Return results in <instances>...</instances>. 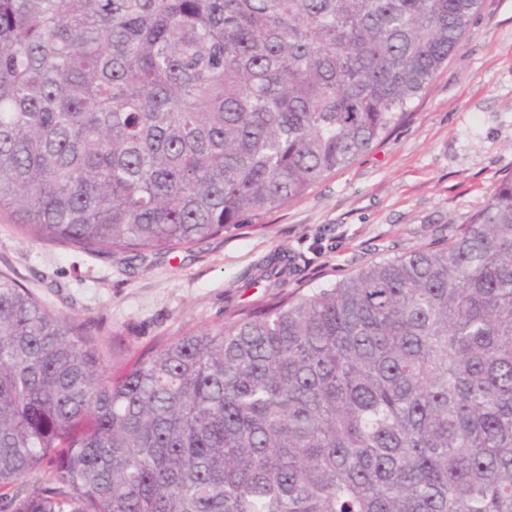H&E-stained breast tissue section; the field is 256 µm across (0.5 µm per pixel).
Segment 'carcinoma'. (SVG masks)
<instances>
[{
  "label": "carcinoma",
  "instance_id": "1",
  "mask_svg": "<svg viewBox=\"0 0 512 512\" xmlns=\"http://www.w3.org/2000/svg\"><path fill=\"white\" fill-rule=\"evenodd\" d=\"M478 7L0 0V212L129 267L237 229L368 150ZM0 501L512 512V176L446 243L119 362L1 273Z\"/></svg>",
  "mask_w": 512,
  "mask_h": 512
}]
</instances>
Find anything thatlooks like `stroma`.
I'll list each match as a JSON object with an SVG mask.
<instances>
[{
    "label": "stroma",
    "mask_w": 512,
    "mask_h": 512,
    "mask_svg": "<svg viewBox=\"0 0 512 512\" xmlns=\"http://www.w3.org/2000/svg\"><path fill=\"white\" fill-rule=\"evenodd\" d=\"M512 176V0H480L462 47L369 150L305 196L191 249L127 268L0 216V271L52 311L101 330L115 356L267 300L257 282L276 252L297 269L279 289L316 288L445 243Z\"/></svg>",
    "instance_id": "1"
}]
</instances>
